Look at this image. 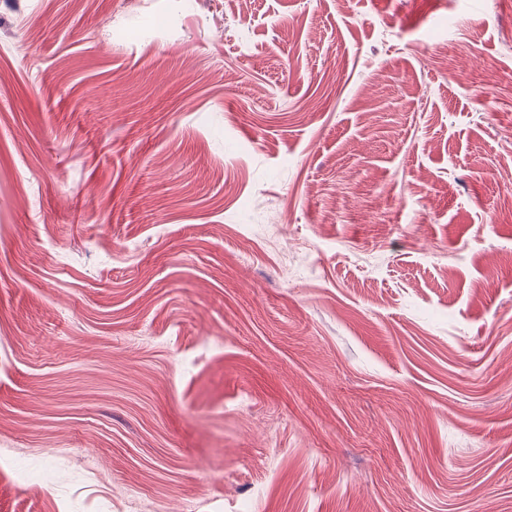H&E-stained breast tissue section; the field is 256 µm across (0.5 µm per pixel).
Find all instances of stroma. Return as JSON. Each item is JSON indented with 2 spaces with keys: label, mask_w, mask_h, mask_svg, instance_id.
Here are the masks:
<instances>
[{
  "label": "stroma",
  "mask_w": 512,
  "mask_h": 512,
  "mask_svg": "<svg viewBox=\"0 0 512 512\" xmlns=\"http://www.w3.org/2000/svg\"><path fill=\"white\" fill-rule=\"evenodd\" d=\"M511 143L512 0H0V512H512Z\"/></svg>",
  "instance_id": "1"
}]
</instances>
